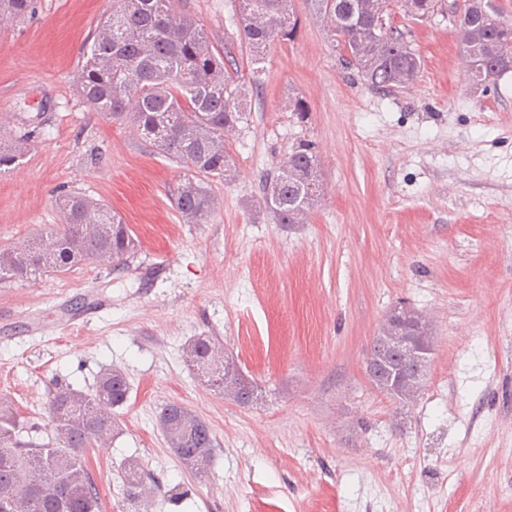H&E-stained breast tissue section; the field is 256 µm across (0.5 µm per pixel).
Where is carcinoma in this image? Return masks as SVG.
I'll use <instances>...</instances> for the list:
<instances>
[{"label":"carcinoma","mask_w":512,"mask_h":512,"mask_svg":"<svg viewBox=\"0 0 512 512\" xmlns=\"http://www.w3.org/2000/svg\"><path fill=\"white\" fill-rule=\"evenodd\" d=\"M238 37L250 52L252 73L261 71L266 48L291 37L299 19L295 0H237ZM330 45L369 88L391 92L415 82L424 61L394 23L401 11L414 20L432 18L435 0H310ZM34 0H0V17L22 20ZM455 23L470 88L489 84L512 71V18L495 8L483 13V0L456 4ZM77 90L83 103L107 121L131 126L160 153L187 171L175 200L190 224H205L213 198L208 178L232 174L226 141L250 111L249 87L238 75L234 57L213 48L205 29L175 11L173 0H112L98 32L83 52ZM22 155L18 145L0 142V174ZM319 160L312 144L301 141L279 163L264 188L263 202L279 224H298L320 198ZM62 224H48L33 235L0 249V281H24L64 273L87 261L120 269L135 257L133 231L112 209L76 193L58 199ZM198 376L234 402L248 406L259 387L224 354L215 362V342L198 336L189 344ZM398 370L404 380L389 381ZM365 373L371 386L401 405L419 396L426 371L402 352H383L373 338ZM130 387L116 368L102 372L89 392L57 389L48 404L52 433L46 442L16 438L9 401L0 399V512H97L99 496L85 467V453L118 429L114 409L128 401ZM159 426L182 464L200 473L213 459L208 425L179 403L163 406ZM125 494L141 495L140 462L124 464Z\"/></svg>","instance_id":"carcinoma-1"}]
</instances>
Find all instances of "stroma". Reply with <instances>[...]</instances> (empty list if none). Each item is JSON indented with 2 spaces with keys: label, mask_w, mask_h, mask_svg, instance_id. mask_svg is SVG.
I'll use <instances>...</instances> for the list:
<instances>
[{
  "label": "stroma",
  "mask_w": 512,
  "mask_h": 512,
  "mask_svg": "<svg viewBox=\"0 0 512 512\" xmlns=\"http://www.w3.org/2000/svg\"><path fill=\"white\" fill-rule=\"evenodd\" d=\"M175 6L245 61L236 0ZM111 9L37 0L31 17L0 19V141L25 146L0 174V249L60 223L61 191L107 203L140 244L122 269L89 261L0 282V394L21 439H47L57 387L91 390L116 367L129 400L107 445L85 455L99 512H142L125 497L130 457L154 512H475L483 487L488 512H512V72L470 92L453 23L400 15L424 68L400 92H378L296 0L299 31L269 44L251 111L228 138L234 175L208 180L215 208L190 224L174 204L184 169L76 91ZM296 95L309 105L302 119L288 110ZM302 140L319 157L321 196L302 223L279 224L263 186ZM93 294L110 307L64 326ZM400 302L434 336L407 406L374 390L364 366ZM197 336L235 357L262 390L256 403L238 406L195 375L184 348ZM169 402L212 431L204 476L158 426ZM176 485L187 499L161 497Z\"/></svg>",
  "instance_id": "stroma-1"
}]
</instances>
